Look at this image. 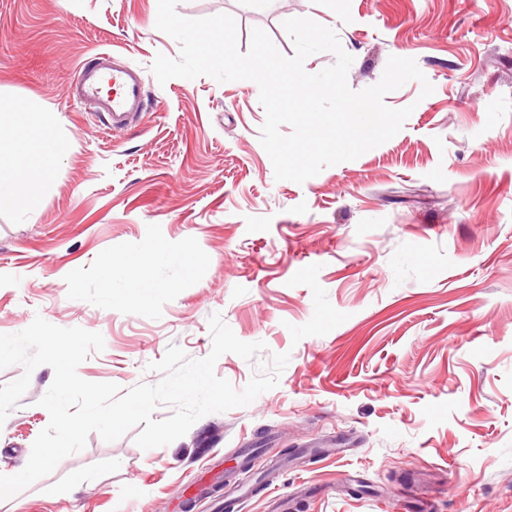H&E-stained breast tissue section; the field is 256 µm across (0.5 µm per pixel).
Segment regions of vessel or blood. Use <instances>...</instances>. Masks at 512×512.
<instances>
[{
	"instance_id": "1",
	"label": "vessel or blood",
	"mask_w": 512,
	"mask_h": 512,
	"mask_svg": "<svg viewBox=\"0 0 512 512\" xmlns=\"http://www.w3.org/2000/svg\"><path fill=\"white\" fill-rule=\"evenodd\" d=\"M77 98L97 103L112 125L138 121L144 110L140 72L112 65L108 53H98L93 64L80 66L74 80Z\"/></svg>"
}]
</instances>
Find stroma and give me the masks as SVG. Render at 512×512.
Here are the masks:
<instances>
[{
    "label": "stroma",
    "instance_id": "stroma-1",
    "mask_svg": "<svg viewBox=\"0 0 512 512\" xmlns=\"http://www.w3.org/2000/svg\"><path fill=\"white\" fill-rule=\"evenodd\" d=\"M219 13L247 51L263 28L284 55L286 19L333 28L347 81L379 82L389 57L414 59L388 93L413 106L403 129L304 184L279 181L259 136L250 80L159 84L157 0H0V100L54 115L35 211L0 209V334L35 317L100 333L79 366L127 390L176 344L208 356L220 313L245 342L289 353L278 385L249 406L199 419L170 445L136 430L83 450L0 512H212L204 496L228 459L245 498L232 512H512V0H179ZM111 53L141 68L142 121L112 128L71 85ZM165 251L178 274L146 280ZM54 378L37 367L0 426V474L26 465L49 423ZM196 495L187 506V495Z\"/></svg>",
    "mask_w": 512,
    "mask_h": 512
}]
</instances>
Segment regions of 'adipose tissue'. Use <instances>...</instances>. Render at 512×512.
<instances>
[{
    "mask_svg": "<svg viewBox=\"0 0 512 512\" xmlns=\"http://www.w3.org/2000/svg\"><path fill=\"white\" fill-rule=\"evenodd\" d=\"M42 192L40 167L30 155H0V206L35 210Z\"/></svg>",
    "mask_w": 512,
    "mask_h": 512,
    "instance_id": "adipose-tissue-1",
    "label": "adipose tissue"
}]
</instances>
